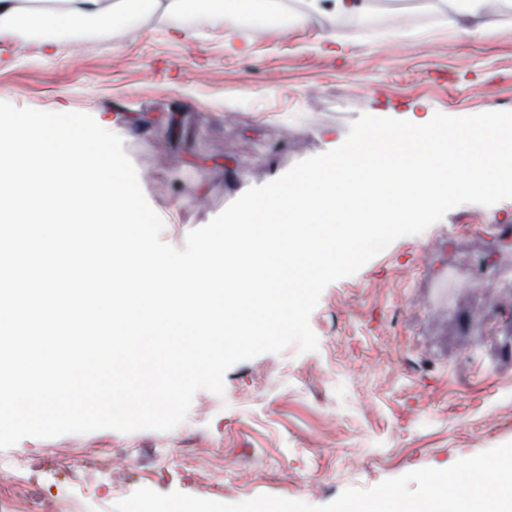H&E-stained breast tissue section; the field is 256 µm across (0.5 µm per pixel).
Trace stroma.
Wrapping results in <instances>:
<instances>
[{
  "label": "stroma",
  "instance_id": "stroma-1",
  "mask_svg": "<svg viewBox=\"0 0 512 512\" xmlns=\"http://www.w3.org/2000/svg\"><path fill=\"white\" fill-rule=\"evenodd\" d=\"M381 29L327 38L319 17L227 44L223 24L138 17L105 49L0 34V101L83 112L117 133L162 238L183 247L248 188L342 143L368 113L453 117L512 110V9L448 32L434 0H378ZM182 114L189 141L169 136ZM512 199L465 203L322 291L318 348L233 366L223 395L196 392L169 431L25 437L0 449V512L19 493L69 512H112L137 488L237 503L261 494L319 506L512 442ZM430 243L421 251V243ZM193 453L202 466L185 465Z\"/></svg>",
  "mask_w": 512,
  "mask_h": 512
}]
</instances>
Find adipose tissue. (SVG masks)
<instances>
[{
  "mask_svg": "<svg viewBox=\"0 0 512 512\" xmlns=\"http://www.w3.org/2000/svg\"><path fill=\"white\" fill-rule=\"evenodd\" d=\"M147 1L160 24L193 3L217 21L230 13L260 17L271 9V0H0V33L23 28L48 34L73 28L87 19L117 26L141 14Z\"/></svg>",
  "mask_w": 512,
  "mask_h": 512,
  "instance_id": "obj_1",
  "label": "adipose tissue"
}]
</instances>
